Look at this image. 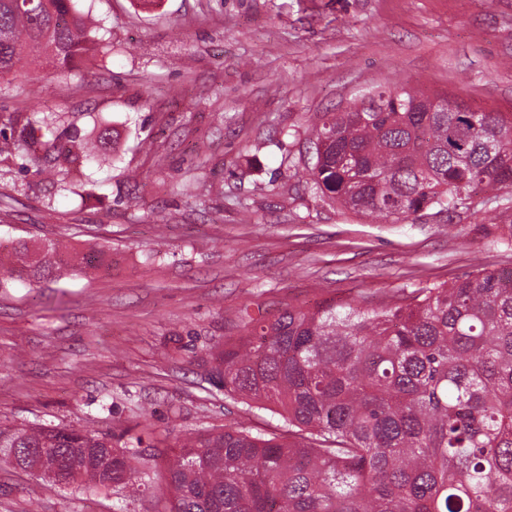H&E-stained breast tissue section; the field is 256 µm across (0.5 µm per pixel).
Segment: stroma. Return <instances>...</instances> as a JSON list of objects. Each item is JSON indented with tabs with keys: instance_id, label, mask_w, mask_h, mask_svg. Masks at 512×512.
<instances>
[{
	"instance_id": "obj_1",
	"label": "stroma",
	"mask_w": 512,
	"mask_h": 512,
	"mask_svg": "<svg viewBox=\"0 0 512 512\" xmlns=\"http://www.w3.org/2000/svg\"><path fill=\"white\" fill-rule=\"evenodd\" d=\"M96 62L0 79V116L67 112L61 141L115 134L64 188L35 154L0 161V258L18 240L93 255L89 275L0 288V429L76 427L161 448L153 488L78 492L0 467V512H160L164 449L277 414L225 398L210 352L291 306L378 307L476 269H512L493 205L371 224L322 198L309 130L405 84L512 113V0H75Z\"/></svg>"
}]
</instances>
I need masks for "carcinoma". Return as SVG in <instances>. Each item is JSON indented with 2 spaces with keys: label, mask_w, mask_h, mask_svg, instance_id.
Segmentation results:
<instances>
[{
  "label": "carcinoma",
  "mask_w": 512,
  "mask_h": 512,
  "mask_svg": "<svg viewBox=\"0 0 512 512\" xmlns=\"http://www.w3.org/2000/svg\"><path fill=\"white\" fill-rule=\"evenodd\" d=\"M89 16L73 0L32 10L0 0V77L39 48L62 69L89 60ZM404 86L373 91L311 132L308 175L324 197L374 223L450 218L479 193L512 188V113L473 110L445 96L438 112ZM66 112H25L0 127V155L22 148L66 182L100 157L81 140L59 144ZM498 223L512 245V206ZM11 280L42 288L82 265L47 242L13 247ZM224 396L278 414L283 430L224 426L185 438L168 468L164 512H512V271L396 295L377 309L290 306L246 326L209 354ZM0 463L85 492L133 495L145 486L143 452L85 429L0 430Z\"/></svg>",
  "instance_id": "obj_1"
}]
</instances>
